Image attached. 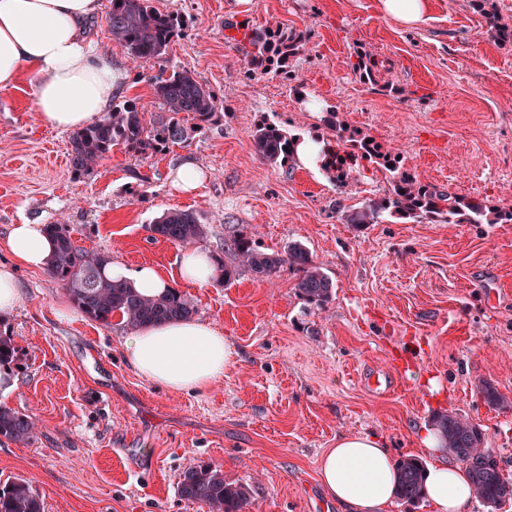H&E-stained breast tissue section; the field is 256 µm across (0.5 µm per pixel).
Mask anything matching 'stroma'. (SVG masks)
Listing matches in <instances>:
<instances>
[{"mask_svg": "<svg viewBox=\"0 0 512 512\" xmlns=\"http://www.w3.org/2000/svg\"><path fill=\"white\" fill-rule=\"evenodd\" d=\"M188 28L162 59L138 67L112 39L99 0L86 34L121 69L113 103L157 112L154 81L187 69L214 90L220 115L209 130L143 160L114 147L93 174L64 160L70 132L47 125L35 104L36 77L22 71L0 89V264L11 225H66L85 249L173 276L181 246L154 237L156 217L195 213L197 248L235 270L203 287L175 280L195 318L224 333L234 356L210 389L178 393L139 377L123 355L131 332L70 303L47 271L19 269L23 300L0 319L14 339L16 394L4 407L33 416L36 438H0V485L27 480L44 512H209L182 498L179 475L205 461L229 483L252 489L250 512H340L319 479V459L338 437L377 435L404 459L418 456L421 430L439 414L479 425L485 446L512 475V223L431 224L385 218L348 224L344 215L383 195L390 174L372 168L337 187L326 173L266 163L253 150L260 120L310 136L321 115L398 154L422 183L491 206L512 208V44L496 40L489 13L512 17V0H430L428 20L410 28L379 0H154ZM285 24L308 34L295 82L248 76L224 25ZM383 60L380 94L351 67L355 46ZM302 87L293 93L292 84ZM208 172L191 196L169 173L185 158ZM248 239L284 254L302 242L335 288L324 308L297 293V272L261 276L233 249ZM501 398L491 406L481 386Z\"/></svg>", "mask_w": 512, "mask_h": 512, "instance_id": "35a3bbf8", "label": "stroma"}]
</instances>
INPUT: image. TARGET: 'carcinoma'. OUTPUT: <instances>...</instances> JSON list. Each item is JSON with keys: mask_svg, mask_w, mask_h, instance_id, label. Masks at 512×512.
Instances as JSON below:
<instances>
[{"mask_svg": "<svg viewBox=\"0 0 512 512\" xmlns=\"http://www.w3.org/2000/svg\"><path fill=\"white\" fill-rule=\"evenodd\" d=\"M107 23L112 39L122 46L127 56L137 63L162 58L174 39L185 30L183 18L163 13L153 0H111ZM497 39L512 43V19L490 17ZM241 39L231 37L232 48L248 63L253 77L278 75L293 80L294 61L306 41L305 34L286 25L251 28L240 24ZM354 72L365 81L380 86L386 93L397 91L389 81L379 84L380 62L367 50L355 51ZM155 95L161 112L146 122L142 107L125 102L116 104L94 123L71 136L73 172L89 175L98 162L121 146L137 159H147L166 148L186 142L189 134L202 131L215 122L218 101L214 92L186 69L174 70L155 82ZM184 113L186 117L178 118ZM323 127L328 136L321 137L325 159L324 171L345 184L362 162L374 164L392 174L389 193L370 199L346 214L348 224H377L384 217L416 223L424 221L448 224H511L512 208L481 205L464 196L450 195L428 184L400 165L397 156L384 152L369 136L352 131L336 122V112L325 109ZM297 136L281 125L261 122L252 134L256 154L274 165H291ZM150 230L173 244H187L204 234L202 225L191 211L171 209L163 213ZM55 250L47 271L69 292L76 307L88 318L109 323L117 314L135 328L188 319L194 308L182 294L170 288L158 297H145L124 282L104 275L110 261L105 254L91 252L76 245L63 224L46 225ZM242 265L257 274L270 276L288 263L298 273V294L308 303L323 307L333 296V282L316 264L300 242L288 245L286 256L261 253L249 242L236 244ZM449 451L465 465L475 496L493 507L512 496V479L503 475L498 461L484 448V434L479 426L462 416L437 417ZM37 424L28 415L0 406V437L29 442L36 436ZM424 465L417 459L399 462L398 495L400 499L420 498ZM180 495L190 501L204 503L210 512H249L251 490L241 484L224 480V474L211 464L201 462L188 468L177 483ZM0 512H43L39 497L28 482L17 479L0 487Z\"/></svg>", "mask_w": 512, "mask_h": 512, "instance_id": "obj_1", "label": "carcinoma"}]
</instances>
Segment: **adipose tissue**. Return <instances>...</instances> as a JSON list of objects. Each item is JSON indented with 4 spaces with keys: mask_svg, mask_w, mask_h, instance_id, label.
Segmentation results:
<instances>
[{
    "mask_svg": "<svg viewBox=\"0 0 512 512\" xmlns=\"http://www.w3.org/2000/svg\"><path fill=\"white\" fill-rule=\"evenodd\" d=\"M98 6V0H0V88L12 87L22 70L32 71L41 117L62 130L96 121L121 86L120 72L102 62L83 35ZM6 247L13 262L0 265V314L22 300L17 268H46L53 242L43 225L24 223L11 226ZM105 273L146 297L171 286L151 266L114 262ZM123 353L139 376L174 392L220 383L233 356L221 330L195 319L137 329L126 337ZM319 475L342 512H389L396 498L393 456L372 435L341 437L321 456ZM424 494L430 512H467L473 489L463 465L440 459L427 470Z\"/></svg>",
    "mask_w": 512,
    "mask_h": 512,
    "instance_id": "1",
    "label": "adipose tissue"
}]
</instances>
